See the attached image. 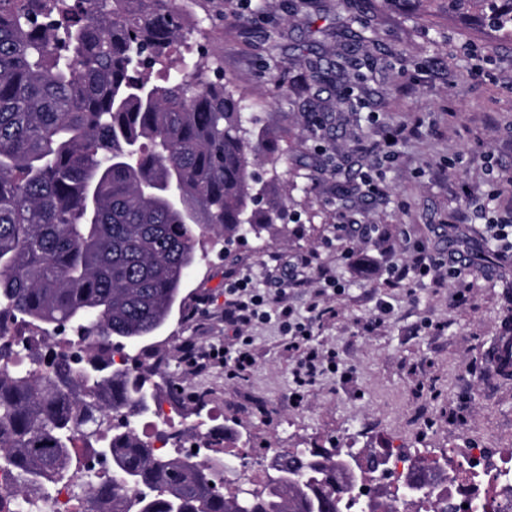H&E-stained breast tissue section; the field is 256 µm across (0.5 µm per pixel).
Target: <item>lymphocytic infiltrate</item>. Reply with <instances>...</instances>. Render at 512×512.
<instances>
[{
	"label": "lymphocytic infiltrate",
	"mask_w": 512,
	"mask_h": 512,
	"mask_svg": "<svg viewBox=\"0 0 512 512\" xmlns=\"http://www.w3.org/2000/svg\"><path fill=\"white\" fill-rule=\"evenodd\" d=\"M444 271L449 278L459 274L456 257L446 259L425 252H417L410 263L395 264L388 270L387 283L398 287L408 278L423 280L433 276L437 271ZM309 315L301 319L283 298L270 297L267 291L257 287L251 277L243 275L226 284L224 289V322L234 330L231 339L232 351L220 354L219 351L202 350L194 345L183 349V359L192 371L199 372L213 367L216 362H223L228 375L235 376L249 370L254 364L251 339L245 336L246 327L270 317H277L291 348L301 351L299 368L294 375L297 388H304L325 369L338 370L339 361L336 354H323L310 346L315 320L322 318L326 310L319 301H312L308 306Z\"/></svg>",
	"instance_id": "f902f5d3"
}]
</instances>
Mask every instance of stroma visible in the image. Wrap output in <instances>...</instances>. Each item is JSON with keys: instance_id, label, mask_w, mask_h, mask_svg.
<instances>
[{"instance_id": "35a3bbf8", "label": "stroma", "mask_w": 512, "mask_h": 512, "mask_svg": "<svg viewBox=\"0 0 512 512\" xmlns=\"http://www.w3.org/2000/svg\"><path fill=\"white\" fill-rule=\"evenodd\" d=\"M181 7L210 65L256 112L257 132L299 144L278 161L258 162L273 196L299 219L230 248L223 236L203 234L148 359L158 383L177 389L166 399L175 425L236 432L233 452L251 469L273 447L511 452L512 377L495 373L489 351L512 318V253L485 265L450 245L448 232L485 242L487 219L512 211V30L488 24L486 0H475L467 21L449 12L448 0H181ZM351 15L367 26L360 53L376 63L355 90V112L330 114L333 129L319 140L304 123L319 93L309 63L350 48L337 31ZM400 127L411 136L387 149ZM331 154L355 186L341 208L325 169ZM340 224L380 232L341 238ZM415 247L455 253L465 276L387 287L384 267ZM351 248L371 255L374 267L350 269ZM304 253L345 291L320 290L307 269V287L287 289L286 299L302 316L319 297L328 314L314 325L312 343L336 351L351 379L326 372L296 389L299 354L274 320L247 328L255 362L243 377L220 365L191 371L185 344L224 345L228 276L247 274L263 288L287 277V261ZM461 288L469 304L452 305ZM382 303L389 313L364 332Z\"/></svg>"}]
</instances>
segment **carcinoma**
Segmentation results:
<instances>
[{
    "label": "carcinoma",
    "instance_id": "obj_1",
    "mask_svg": "<svg viewBox=\"0 0 512 512\" xmlns=\"http://www.w3.org/2000/svg\"><path fill=\"white\" fill-rule=\"evenodd\" d=\"M343 57L312 78L353 109ZM248 105L213 82L177 0H0V333L47 337L28 366L0 343V469L13 490L72 482L78 449L107 450L94 512H340L349 475L327 448L286 454L241 498L220 460L159 455L114 418L153 410L148 340L196 261L197 230L249 236L289 209L253 170ZM84 364L57 350L67 329ZM120 355L122 361L111 360Z\"/></svg>",
    "mask_w": 512,
    "mask_h": 512
}]
</instances>
